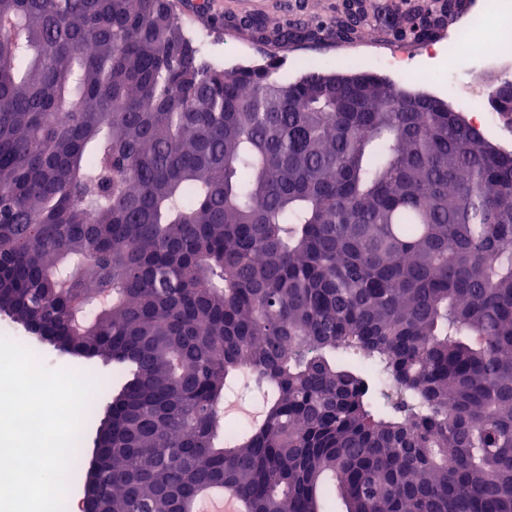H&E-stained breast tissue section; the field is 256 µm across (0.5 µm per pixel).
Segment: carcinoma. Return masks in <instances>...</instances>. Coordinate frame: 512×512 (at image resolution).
Instances as JSON below:
<instances>
[{
  "label": "carcinoma",
  "mask_w": 512,
  "mask_h": 512,
  "mask_svg": "<svg viewBox=\"0 0 512 512\" xmlns=\"http://www.w3.org/2000/svg\"><path fill=\"white\" fill-rule=\"evenodd\" d=\"M0 23V312L131 374L105 512H512V152L375 76L211 64L171 0ZM226 504L231 506L233 512L245 511L241 502L221 487H212L202 491L190 509L192 512H207Z\"/></svg>",
  "instance_id": "cac0c4a2"
}]
</instances>
